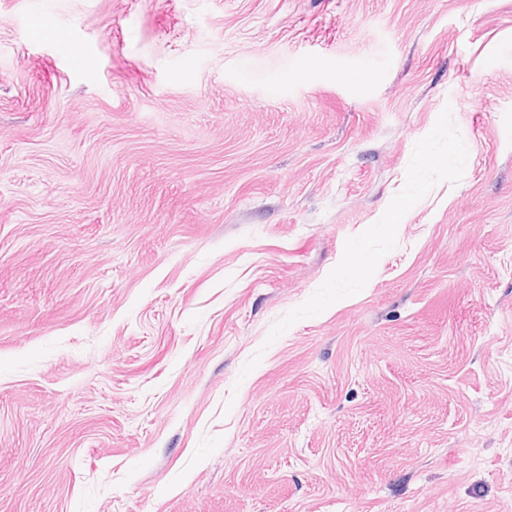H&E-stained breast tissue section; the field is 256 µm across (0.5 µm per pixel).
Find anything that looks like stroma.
Returning a JSON list of instances; mask_svg holds the SVG:
<instances>
[{"label": "stroma", "mask_w": 512, "mask_h": 512, "mask_svg": "<svg viewBox=\"0 0 512 512\" xmlns=\"http://www.w3.org/2000/svg\"><path fill=\"white\" fill-rule=\"evenodd\" d=\"M0 512H512V0H0Z\"/></svg>", "instance_id": "1"}]
</instances>
